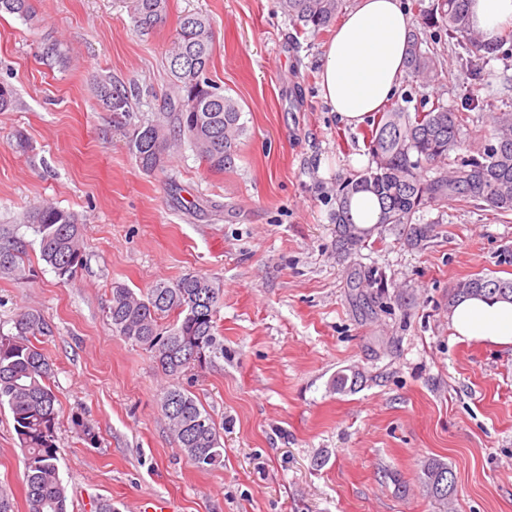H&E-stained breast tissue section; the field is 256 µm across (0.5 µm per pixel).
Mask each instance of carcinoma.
Instances as JSON below:
<instances>
[{
    "mask_svg": "<svg viewBox=\"0 0 512 512\" xmlns=\"http://www.w3.org/2000/svg\"><path fill=\"white\" fill-rule=\"evenodd\" d=\"M134 28L151 34L166 18L169 0H123ZM343 0H280L294 25L316 36L336 21ZM470 0H413L412 9L424 29H442L464 49L492 54L498 44L484 41L471 27ZM18 15L30 28L40 19L31 0H0V13ZM420 30L408 37L409 71L424 81H440L446 74L436 51L425 49ZM176 98L165 111L176 115L177 129L158 121L140 125L129 140L142 170L158 169L171 146L172 135H186L211 171L234 165L240 137L246 126L242 109L230 96L209 82L213 63V36L209 20L195 14L180 16L176 36L167 51ZM96 97L110 112H128L131 92L109 77L95 87ZM479 104L461 108L436 103L427 111L408 112L390 105L379 113L368 134L373 166L341 183L336 191L333 221L338 242L345 249L364 241L381 224H409L427 205L465 206L484 202L502 215H512V113L491 117V138L473 155L462 156V129L474 121ZM452 162L446 176L421 179L424 165ZM27 222L39 236L40 257L62 280L72 279L84 264L85 225L70 212L51 203L32 209ZM24 244L0 242V274L17 272ZM479 296L512 301V279L474 277L458 284L448 305ZM223 294L201 275L186 274L177 280L156 283L145 293L128 286H112L108 316L120 336L143 346L158 368L174 382L164 391L161 408L175 443L188 461L200 470L221 462L224 445L212 416L197 398L177 382L186 372H203L215 358L224 356L218 339L217 313ZM15 336L0 335V406L7 405L25 458L27 512H69L67 488L58 467L59 400L51 379L54 365L34 339L45 334V322L33 310L15 318ZM77 436L98 444L94 428L76 417ZM426 495L448 506L456 492L452 469L431 458L423 466Z\"/></svg>",
    "mask_w": 512,
    "mask_h": 512,
    "instance_id": "1",
    "label": "carcinoma"
}]
</instances>
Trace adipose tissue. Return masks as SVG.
<instances>
[{"instance_id": "ef3b65f1", "label": "adipose tissue", "mask_w": 512, "mask_h": 512, "mask_svg": "<svg viewBox=\"0 0 512 512\" xmlns=\"http://www.w3.org/2000/svg\"><path fill=\"white\" fill-rule=\"evenodd\" d=\"M473 25L495 39L512 23V0H470ZM410 18L403 0H355L320 60V95L332 112L355 126L397 92L407 70ZM458 336L512 345V302L468 297L449 313Z\"/></svg>"}]
</instances>
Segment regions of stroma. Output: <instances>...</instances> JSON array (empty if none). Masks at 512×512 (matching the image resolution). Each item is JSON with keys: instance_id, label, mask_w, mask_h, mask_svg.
Returning <instances> with one entry per match:
<instances>
[{"instance_id": "stroma-1", "label": "stroma", "mask_w": 512, "mask_h": 512, "mask_svg": "<svg viewBox=\"0 0 512 512\" xmlns=\"http://www.w3.org/2000/svg\"><path fill=\"white\" fill-rule=\"evenodd\" d=\"M41 24L0 15V238L22 241L19 270L0 275V333L38 311L60 403L58 462L70 512H135L145 498L177 512H443L423 495L424 460L448 463L452 512H512V347L456 336L448 297L463 280L512 279V215L487 205L431 204L412 224L375 229L350 252L336 245L339 184L371 165V121H339L319 94L330 32H302L279 0H169L140 36L120 0H35ZM198 12L214 35L209 77L243 112L240 156L209 171L189 141L143 171L126 132L156 121L174 91L166 50L177 19ZM59 42L64 63L43 58ZM428 44L450 81L403 76L407 110L478 99L464 128L483 146L489 114L512 111V40L462 70L445 31ZM135 88L130 112L104 111L98 78ZM26 150L15 147L17 134ZM50 202L86 226V262L62 282L26 222ZM427 227L420 242L412 225ZM223 290L224 354L182 384L211 414L224 461L195 468L176 447L160 402L168 379L149 351L112 329L113 283L138 292L186 274ZM357 384L334 391L337 374ZM82 417L99 435L75 434ZM323 466H314L317 457ZM0 486L26 512L24 462L0 407Z\"/></svg>"}]
</instances>
